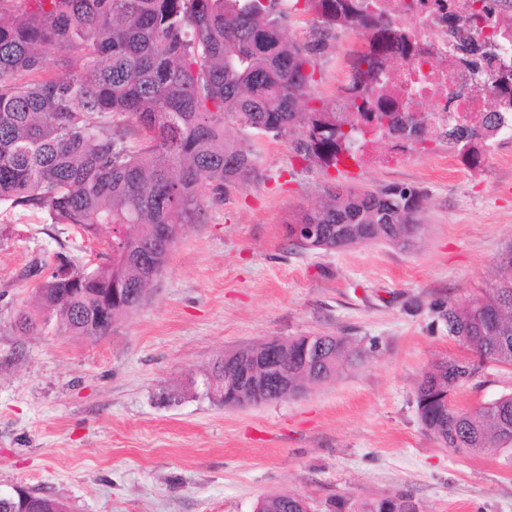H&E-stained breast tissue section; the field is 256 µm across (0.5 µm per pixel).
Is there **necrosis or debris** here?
<instances>
[{"label": "necrosis or debris", "mask_w": 512, "mask_h": 512, "mask_svg": "<svg viewBox=\"0 0 512 512\" xmlns=\"http://www.w3.org/2000/svg\"><path fill=\"white\" fill-rule=\"evenodd\" d=\"M393 32L386 47H378L375 33L351 30L350 39L336 63V84L331 101L337 112L362 108L358 123L364 132L357 151L359 161L388 166L417 159L433 170H449L453 162L440 146L448 129L476 123L492 109L495 92L489 74L471 71L465 57L448 34L449 21L470 27L467 0H359ZM377 56L390 69V79L365 85L355 78L354 66L363 56ZM427 106L421 139L387 133L376 114L388 105L408 111L412 103Z\"/></svg>", "instance_id": "obj_1"}]
</instances>
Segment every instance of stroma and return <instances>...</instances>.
<instances>
[{
	"label": "stroma",
	"mask_w": 512,
	"mask_h": 512,
	"mask_svg": "<svg viewBox=\"0 0 512 512\" xmlns=\"http://www.w3.org/2000/svg\"><path fill=\"white\" fill-rule=\"evenodd\" d=\"M258 159L247 184L208 196L145 303L100 339L54 328L23 335L22 273L65 252L103 248L42 212L0 209V489L18 485L70 512H253L275 493L333 512L337 497L410 494L421 512H512V449L444 448L421 426L415 391L435 362L467 356L434 305L490 284L512 246V138L477 168L432 176L412 163L353 171L299 161L289 142L237 131ZM422 190L423 232L400 249L361 244L304 252L287 222L351 187ZM344 336L362 360L280 401L226 407L181 394L225 353L274 339ZM512 393V369L488 366L455 405Z\"/></svg>",
	"instance_id": "35a3bbf8"
}]
</instances>
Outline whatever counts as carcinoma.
I'll return each instance as SVG.
<instances>
[{"label": "carcinoma", "mask_w": 512, "mask_h": 512, "mask_svg": "<svg viewBox=\"0 0 512 512\" xmlns=\"http://www.w3.org/2000/svg\"><path fill=\"white\" fill-rule=\"evenodd\" d=\"M282 0H0V206L46 213L97 237L110 230L93 267L55 255L56 266L34 287L32 309L14 325L34 334L53 324L68 336L96 329L90 295L63 301L62 288H110L115 324L128 302L162 274L171 248L153 244L166 225L171 244L184 226L200 222L205 193H226L255 171L257 155L228 134L236 124L291 142L295 157L326 167L355 159L359 127L313 96L319 60L349 22L363 31L378 19L355 0H292L313 15L310 39L287 36ZM460 50L478 61L495 55V36L478 40L451 28ZM500 111L477 128L448 132V146L480 164L501 112L512 110V74L495 82ZM378 120L417 134L412 112H380ZM423 194L414 187L334 195L321 208L294 214L289 225L314 224L321 235L302 251L346 248L362 238L408 249L419 236ZM436 313L448 335L472 353L422 375L415 398L423 429L453 451L482 453L512 440V393L476 410L451 404L457 389L493 364L512 368V247L501 254L488 287ZM360 350L341 336H295L288 349L251 347L231 362L220 358L202 373L229 384L246 369L266 385L262 403L296 394V387L336 379ZM41 512H68L59 498L37 494ZM388 499L334 501L336 512H389ZM260 512H310L304 498L271 494Z\"/></svg>", "instance_id": "obj_1"}]
</instances>
